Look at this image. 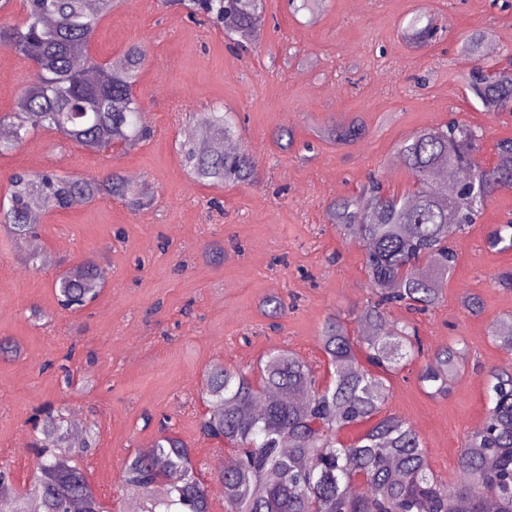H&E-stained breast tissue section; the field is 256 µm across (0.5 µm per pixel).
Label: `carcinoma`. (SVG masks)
I'll list each match as a JSON object with an SVG mask.
<instances>
[{
	"label": "carcinoma",
	"instance_id": "obj_1",
	"mask_svg": "<svg viewBox=\"0 0 512 512\" xmlns=\"http://www.w3.org/2000/svg\"><path fill=\"white\" fill-rule=\"evenodd\" d=\"M21 19L0 25V47L32 65L34 78L21 90L12 111L0 113V156L19 148L31 134L47 131L91 153L120 145L131 148L153 130L141 120L135 93L148 56L139 44L99 60L92 40L102 18L118 0H21ZM193 11L224 26V34L241 48L262 43L264 0H191ZM433 23L414 16L403 31L410 47L420 49L435 36ZM486 33L462 39L461 60L468 65V86L486 112H512V61L489 60ZM235 120L209 112L198 137L188 143L185 158L198 181L214 185L249 183L256 167L244 151L227 152ZM320 135L338 146H350L365 135L356 119L335 121ZM486 131L453 118L417 131L398 146V155L413 181L412 189L395 193L377 177L357 195L329 202L330 223L349 243L366 250L367 285L377 301L357 317L370 328L354 336L344 319L329 315L319 336L320 349L332 368L331 380L319 382L313 365L296 352L272 349L253 379L238 368L215 363L200 390L207 407L201 433L230 448H242L235 465L213 480L223 489L225 512H512V370L494 369L487 382V410L482 425L468 433L458 457L459 479L443 483L429 465L422 438L400 416L385 412L387 376L424 356L415 326L391 318L390 307L421 313L443 299L441 283L455 271V239L478 223L491 198L512 189V138L494 144L497 160L476 164ZM100 196L121 200L138 210L146 201L134 194L119 171L100 178L61 175L53 171L18 172L10 176L7 200H0V227L17 242L37 230L35 208L47 199L67 210ZM489 247L512 250V219L487 233ZM102 285L94 258L70 265L54 280L59 305L76 310L92 303ZM493 341L512 349V318L489 329ZM368 366H363L359 355ZM466 356L457 337L436 349L418 372L421 386L433 396L446 395ZM42 438L33 442L29 487H16L10 472L0 469V504L7 512H96L94 491L79 460L92 446L75 439L65 416L50 408L39 413ZM367 424L351 444L337 432ZM161 435L129 457L120 476L122 495L131 497L132 512H211L212 501L191 449L177 436ZM166 475L162 495L154 493L155 476ZM363 474L368 485L355 490Z\"/></svg>",
	"mask_w": 512,
	"mask_h": 512
}]
</instances>
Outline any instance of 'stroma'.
I'll return each mask as SVG.
<instances>
[{
    "label": "stroma",
    "instance_id": "stroma-1",
    "mask_svg": "<svg viewBox=\"0 0 512 512\" xmlns=\"http://www.w3.org/2000/svg\"><path fill=\"white\" fill-rule=\"evenodd\" d=\"M431 15L444 36L423 49L401 29L414 11ZM259 49L237 52L205 18L161 0H137L107 14L93 39L104 59L142 45L149 62L137 94L154 130L133 148L90 153L51 133L30 137L0 157V198L19 170L99 177L112 170L146 183L150 207L133 211L108 197L43 213L35 243L16 244L0 230V336L16 345L0 357V464L16 485L28 483L34 432L43 406L80 416L95 433L83 467L98 495L117 493L129 458L171 429L194 452L204 480L219 453L199 433L206 407L199 389L221 362L255 375L274 348L295 351L320 378L328 366L319 347L325 318L341 314L350 330L371 301L365 250L337 234L326 206L358 193L369 173L386 186H410L397 162L407 136L451 117L482 126L484 162L494 144L512 137V116L483 111L462 78L460 39L485 30L497 56L512 51V6L492 0H328L317 18L292 13L288 0H266ZM220 108L240 118L234 142L258 166L254 184L197 182L181 143L203 113ZM356 118L366 136L350 146L322 141L317 131ZM294 132L284 150L281 128ZM512 215V190L498 192L480 224L455 242L458 263L444 301L417 317L426 352L463 337L467 359L448 396L425 393L418 364L389 378V413L412 423L433 472L457 479L467 432L483 422L487 373L512 358L491 339L490 326L512 317V291L493 275L512 267V252L488 249L489 225ZM95 256L105 280L93 304L60 308L53 281L60 266ZM482 300L479 314L461 305ZM286 309L271 319L264 301Z\"/></svg>",
    "mask_w": 512,
    "mask_h": 512
}]
</instances>
